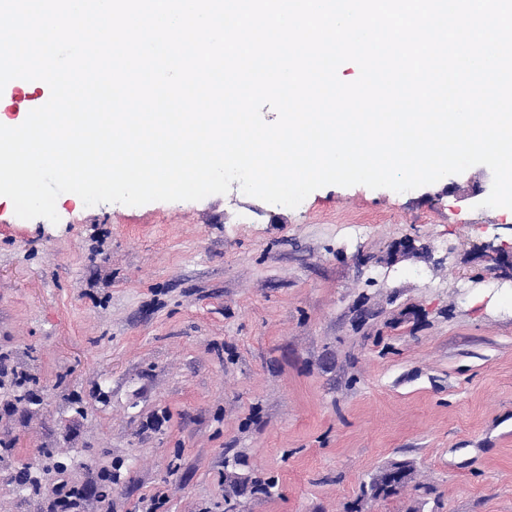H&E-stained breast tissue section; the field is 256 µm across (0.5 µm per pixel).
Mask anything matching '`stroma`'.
<instances>
[{"label": "stroma", "instance_id": "obj_1", "mask_svg": "<svg viewBox=\"0 0 512 512\" xmlns=\"http://www.w3.org/2000/svg\"><path fill=\"white\" fill-rule=\"evenodd\" d=\"M487 173L294 209L65 193L55 224L1 197L0 512L62 481L85 512H512V280L476 251L512 246V209L472 206ZM395 462L406 487L370 499Z\"/></svg>", "mask_w": 512, "mask_h": 512}]
</instances>
